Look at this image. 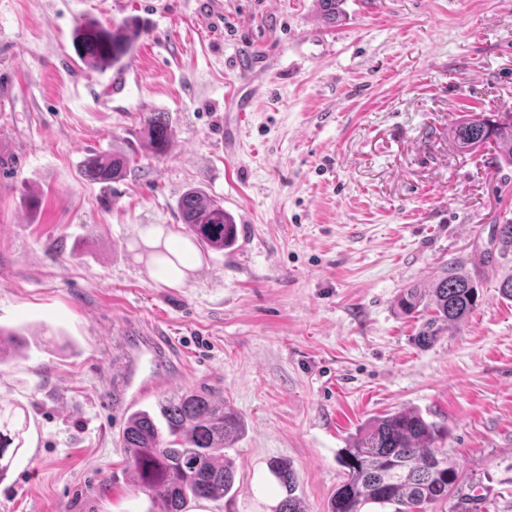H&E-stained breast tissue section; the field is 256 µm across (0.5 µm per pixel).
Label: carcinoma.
<instances>
[{"instance_id":"carcinoma-1","label":"carcinoma","mask_w":512,"mask_h":512,"mask_svg":"<svg viewBox=\"0 0 512 512\" xmlns=\"http://www.w3.org/2000/svg\"><path fill=\"white\" fill-rule=\"evenodd\" d=\"M325 23L333 24L343 0H317ZM141 37V30L127 22L108 28L88 20L74 31L76 51L82 62L100 70L120 65ZM149 145L164 155L170 127L162 113L143 116ZM448 137L465 151L490 147L495 164L512 166V113L494 117L464 115L448 128ZM130 167V157L98 154L85 162V176L107 183ZM182 223L202 244L216 250L233 246L237 224L224 207L207 194L191 189L179 203ZM493 251L468 264L453 258L427 286L405 289L397 299L398 311L411 316L429 312L414 344L434 346L448 330L464 323L476 309L481 294V267L512 262V220L492 225ZM21 347L19 334L0 327V363ZM28 418H19L16 407L0 406V476L24 448ZM239 431L237 416L203 390L186 389L163 398L156 410L137 409L127 415L121 445L137 487L161 501L165 512H184L187 501L216 499L234 487L235 475L224 449ZM444 429L419 411L399 410L368 420L350 444L338 453L346 469L345 480L327 504L326 512H367L374 505L394 507L393 512H427L430 505L450 497L464 499L463 483L448 454L435 443ZM269 470L285 491L274 512H306L295 495L296 473L285 459L269 461Z\"/></svg>"}]
</instances>
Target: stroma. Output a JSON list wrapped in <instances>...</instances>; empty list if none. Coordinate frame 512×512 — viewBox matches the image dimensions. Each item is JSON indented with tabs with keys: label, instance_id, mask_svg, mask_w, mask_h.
<instances>
[{
	"label": "stroma",
	"instance_id": "1",
	"mask_svg": "<svg viewBox=\"0 0 512 512\" xmlns=\"http://www.w3.org/2000/svg\"><path fill=\"white\" fill-rule=\"evenodd\" d=\"M0 0V326L29 349L0 365L27 443L0 512H164L138 490L128 410L208 389L239 415L233 490L185 512H274L267 463L291 462L307 512L345 479L337 453L369 419L420 410L471 494L512 512V300L486 270L469 319L433 347L395 301L512 218V167L460 152L469 111L512 113V0ZM136 20L129 63L171 145L96 111L72 43ZM239 88L246 119L226 111ZM135 153L109 184L84 159ZM191 188L240 230L216 251L179 213ZM186 244L180 282L157 256Z\"/></svg>",
	"mask_w": 512,
	"mask_h": 512
}]
</instances>
